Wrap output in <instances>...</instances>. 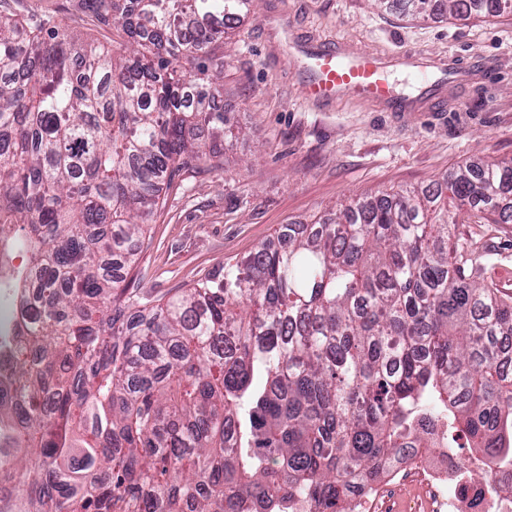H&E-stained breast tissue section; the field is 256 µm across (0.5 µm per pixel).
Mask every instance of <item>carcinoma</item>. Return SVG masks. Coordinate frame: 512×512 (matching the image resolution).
<instances>
[{
	"instance_id": "1",
	"label": "carcinoma",
	"mask_w": 512,
	"mask_h": 512,
	"mask_svg": "<svg viewBox=\"0 0 512 512\" xmlns=\"http://www.w3.org/2000/svg\"><path fill=\"white\" fill-rule=\"evenodd\" d=\"M250 2L79 0L105 46L0 0V512H331L425 423L512 463V298L466 279L452 233L512 223V162L353 197L166 299L131 289L163 190L213 167L190 131L224 137L216 49Z\"/></svg>"
}]
</instances>
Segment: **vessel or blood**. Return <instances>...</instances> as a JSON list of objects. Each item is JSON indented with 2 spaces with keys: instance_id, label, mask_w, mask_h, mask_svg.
Instances as JSON below:
<instances>
[{
  "instance_id": "obj_1",
  "label": "vessel or blood",
  "mask_w": 512,
  "mask_h": 512,
  "mask_svg": "<svg viewBox=\"0 0 512 512\" xmlns=\"http://www.w3.org/2000/svg\"><path fill=\"white\" fill-rule=\"evenodd\" d=\"M285 51L298 62L303 99L314 105L351 99L381 112H418L440 99L448 84L460 78L443 57L429 60L398 54L386 59L341 43L325 45L291 35L285 39ZM394 66L416 69L419 80L413 92H399L390 82Z\"/></svg>"
}]
</instances>
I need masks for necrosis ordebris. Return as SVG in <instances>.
<instances>
[{"mask_svg":"<svg viewBox=\"0 0 512 512\" xmlns=\"http://www.w3.org/2000/svg\"><path fill=\"white\" fill-rule=\"evenodd\" d=\"M336 512H512V469L456 448H406L352 481Z\"/></svg>","mask_w":512,"mask_h":512,"instance_id":"obj_1","label":"necrosis or debris"}]
</instances>
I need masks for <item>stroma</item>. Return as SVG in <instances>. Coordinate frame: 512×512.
Here are the masks:
<instances>
[{"mask_svg": "<svg viewBox=\"0 0 512 512\" xmlns=\"http://www.w3.org/2000/svg\"><path fill=\"white\" fill-rule=\"evenodd\" d=\"M21 7L91 41L112 36L76 0ZM288 29L383 56L453 55L483 75L409 119L351 101L311 105L282 51ZM217 54L237 136L208 139L220 167L177 179L150 224L133 274L152 296L186 288L277 242L283 225L336 211L349 198L421 189L472 163L512 160V15L415 20L385 0H254ZM453 236L477 253V277L512 297V224H459Z\"/></svg>", "mask_w": 512, "mask_h": 512, "instance_id": "35a3bbf8", "label": "stroma"}]
</instances>
